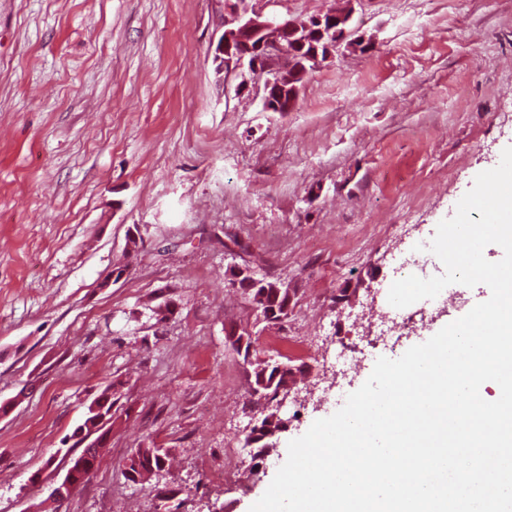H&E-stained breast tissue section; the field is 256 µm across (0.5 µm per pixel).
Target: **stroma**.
<instances>
[{
	"mask_svg": "<svg viewBox=\"0 0 512 512\" xmlns=\"http://www.w3.org/2000/svg\"><path fill=\"white\" fill-rule=\"evenodd\" d=\"M261 3L281 18L353 8L369 47L341 49L292 111L266 112L215 76L224 0H0V512H43L47 460L75 451L114 382L109 443L58 512H249L289 441L378 358L489 298L452 284L398 309L388 292L512 146V0ZM232 265L293 288L255 347L309 367L256 460L252 369L225 341L256 313ZM139 447L168 452L156 484L122 475Z\"/></svg>",
	"mask_w": 512,
	"mask_h": 512,
	"instance_id": "1",
	"label": "stroma"
}]
</instances>
